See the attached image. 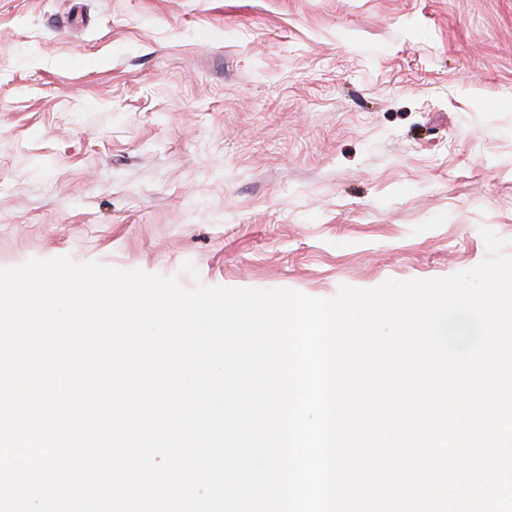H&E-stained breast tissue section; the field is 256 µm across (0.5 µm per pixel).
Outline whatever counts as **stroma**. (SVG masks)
Returning a JSON list of instances; mask_svg holds the SVG:
<instances>
[{
	"label": "stroma",
	"instance_id": "1",
	"mask_svg": "<svg viewBox=\"0 0 512 512\" xmlns=\"http://www.w3.org/2000/svg\"><path fill=\"white\" fill-rule=\"evenodd\" d=\"M484 227L512 254V0H0V267L331 298Z\"/></svg>",
	"mask_w": 512,
	"mask_h": 512
}]
</instances>
